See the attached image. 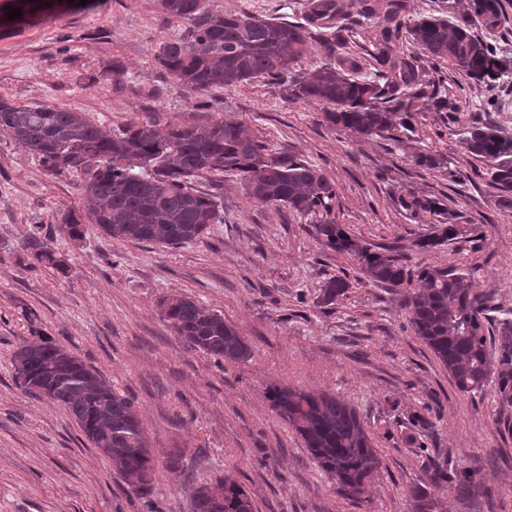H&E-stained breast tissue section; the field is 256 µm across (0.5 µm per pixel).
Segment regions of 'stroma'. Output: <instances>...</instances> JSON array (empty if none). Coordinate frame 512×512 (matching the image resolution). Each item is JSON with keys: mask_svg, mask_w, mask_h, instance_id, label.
<instances>
[{"mask_svg": "<svg viewBox=\"0 0 512 512\" xmlns=\"http://www.w3.org/2000/svg\"><path fill=\"white\" fill-rule=\"evenodd\" d=\"M221 12L275 22L299 21L309 0H207ZM32 21L0 24V94L23 106H73L122 129L135 118L243 123L278 155L313 164L336 186L332 214L372 247L396 245L412 262L470 270L500 309L512 308V211L486 180L455 176L486 170L461 141L477 107L495 96L493 118L512 136V80L476 83L441 71L453 115L416 103L415 132L397 142L360 138L322 123L321 106L291 101L271 81L218 87L194 106L192 95L159 64L160 43L179 34L159 0H32ZM441 159L436 169L414 156ZM216 195L223 223L201 242L178 248L118 242L93 225L81 238L60 217L83 209L81 174H48L0 132V512H191L194 487L234 474L255 512H413L407 491L426 479V456L440 453L477 469L482 490L437 492V512H512V408L493 386L464 395L411 331L401 294L352 282L323 305L331 277L353 273L348 256L310 234L316 216L259 208L239 178L205 173L192 181ZM409 195L443 198L457 221L475 229L421 250L431 225L398 205ZM50 240L58 265L32 266L25 241ZM180 294L223 313L244 336L251 357L217 363L164 321L159 300ZM54 340L134 399L154 458L152 492L133 493L107 457L54 401L26 392L12 356L26 341ZM272 383L327 392L349 401L373 433L383 465L366 501L338 496L301 438L270 408ZM436 403L434 432L407 440L402 426ZM177 448L170 470L163 450Z\"/></svg>", "mask_w": 512, "mask_h": 512, "instance_id": "obj_1", "label": "stroma"}]
</instances>
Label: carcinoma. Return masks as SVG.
Instances as JSON below:
<instances>
[{"label": "carcinoma", "mask_w": 512, "mask_h": 512, "mask_svg": "<svg viewBox=\"0 0 512 512\" xmlns=\"http://www.w3.org/2000/svg\"><path fill=\"white\" fill-rule=\"evenodd\" d=\"M164 13L185 31L164 41L157 60L172 80L193 95L218 86L270 79L291 100L323 106V123L362 137H382L397 128L413 132L415 100L426 97L436 112L448 111L440 83L426 78L423 66L394 54L393 45L407 34L434 70L447 63L477 83L491 84L512 72V57L474 34V23L488 31L501 25L499 0H471V12L453 21L440 16L402 21L404 0H375L362 18L376 19L372 72L353 76L333 63L345 47L336 0H312L302 22H273L248 13H217L206 0H161ZM323 43L328 60L299 72L298 61L309 40ZM38 157L53 174L83 175L84 216L61 217V229L75 238L92 224L119 241L180 247L210 234L224 223L213 196L190 186L204 173L231 172L242 179L250 202L258 207L284 206L301 216L319 215L310 233L323 248L357 261L363 279L392 291H404L408 323L416 336L448 371L457 390L476 394L495 377L501 408H512V309L502 312L495 329L489 298L477 292L468 269L417 266L392 249L376 251L332 216L336 188L315 165L268 151L264 142L238 122L222 118L204 123H172L146 118L115 133L101 121L68 106H15L0 95V131ZM470 154L492 162L487 176L500 191L499 204L512 209V137L499 133L486 118L462 132ZM414 219L429 216L432 234L417 242L430 249L475 231L455 222L439 198L399 200ZM39 264L57 261L49 244L31 240L24 246ZM348 275L325 282L321 301L332 305L345 296ZM164 321L192 348L226 362H244L252 349L245 337L217 310L185 296L160 299ZM15 368L26 375L25 390L62 406L95 448L108 457L131 491L150 494L153 456L134 401L114 390L80 358L60 344L26 342L13 354ZM265 397L276 415L302 439L337 495L357 502L365 498L382 466L373 434L357 409L326 392L271 384ZM427 481L409 490L417 512H435L432 492L447 486L476 485L471 469H458L448 457L428 455ZM192 512H254L252 500L233 475L197 487Z\"/></svg>", "instance_id": "carcinoma-1"}]
</instances>
